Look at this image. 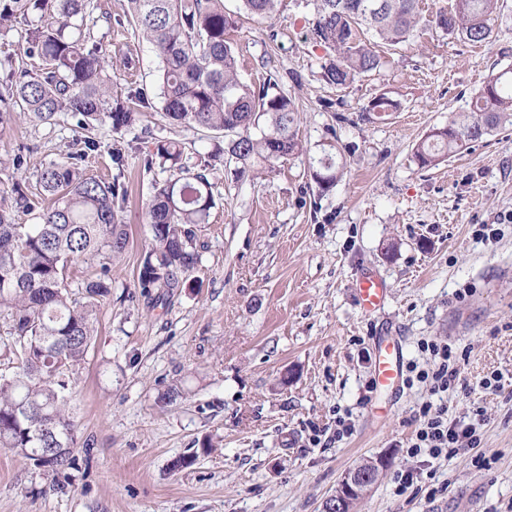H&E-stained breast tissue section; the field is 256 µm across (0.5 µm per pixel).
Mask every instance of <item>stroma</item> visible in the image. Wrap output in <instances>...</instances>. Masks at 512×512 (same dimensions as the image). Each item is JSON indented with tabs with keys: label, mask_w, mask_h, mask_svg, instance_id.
<instances>
[{
	"label": "stroma",
	"mask_w": 512,
	"mask_h": 512,
	"mask_svg": "<svg viewBox=\"0 0 512 512\" xmlns=\"http://www.w3.org/2000/svg\"><path fill=\"white\" fill-rule=\"evenodd\" d=\"M86 31L112 57V91L145 92L138 123L91 132L100 144L82 163L113 175L125 155L127 197L118 217L129 244L112 265L97 337L72 377L79 443L90 455L68 479L43 475L0 448V512H322L346 472L388 457L356 512H512V127L443 161L419 167L416 144L451 113L468 111L488 76L512 66V0H499L497 37L474 45L427 26L381 49L383 65L347 87L322 78L328 54L315 43L313 0H279L272 28L244 23L235 33L239 71L250 84L276 78L298 107L304 153L255 176L236 178L229 156L210 160L211 131L173 125L161 114L159 60L135 33L126 0H92ZM28 20L0 28V78L37 70L24 54ZM132 57L134 68L122 60ZM398 112L364 120L380 94ZM83 130L67 113L48 123L0 125V183L31 187L48 162L72 151ZM174 140L185 165L212 161L215 201L197 230L199 260L188 285L154 306L137 286L149 246L144 206L171 176L155 145ZM332 144L342 178L321 190L310 159ZM28 148V164L12 158ZM493 238H479L482 226ZM366 271L390 287L365 315L353 284ZM399 337L405 359L426 367V340L451 345L458 377L448 418L474 424L478 449L450 459L407 455L404 445L431 395L401 385L382 410L373 340ZM291 372L289 385L279 382ZM501 376V389L483 379ZM176 391L173 403L156 398ZM351 432L333 440L337 417ZM209 453H199L203 441ZM198 452L181 471L172 462ZM487 467L473 463L475 453ZM413 473L397 492V477Z\"/></svg>",
	"instance_id": "obj_1"
}]
</instances>
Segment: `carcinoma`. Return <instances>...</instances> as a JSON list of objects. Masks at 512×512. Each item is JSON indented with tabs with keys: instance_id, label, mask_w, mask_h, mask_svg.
I'll list each match as a JSON object with an SVG mask.
<instances>
[{
	"instance_id": "obj_1",
	"label": "carcinoma",
	"mask_w": 512,
	"mask_h": 512,
	"mask_svg": "<svg viewBox=\"0 0 512 512\" xmlns=\"http://www.w3.org/2000/svg\"><path fill=\"white\" fill-rule=\"evenodd\" d=\"M236 12L224 0H128L129 22L160 60L159 98L164 117L229 138L212 155L228 152L236 176L255 164L271 169L304 151L297 138L298 108L269 82L255 88L240 79L231 33L245 19L271 20L278 0H239ZM313 38L333 52L322 66L326 83L343 87L381 66L378 44L396 46L415 37L426 19L420 0H314ZM498 0H453L433 22L448 36L489 44ZM89 0H0V25L31 16L25 53L45 66L12 71L0 81V124L18 115L49 121L68 112L76 126L109 120L120 132L135 124L141 94L112 100V61L88 44L82 30ZM399 102L382 94L362 108L370 119L396 112ZM512 126V66L491 75L470 111L456 114L414 150L422 167L436 166L505 125ZM65 161H51L37 175L35 190L15 182L0 188V316L12 323L18 349L14 371L0 374V447L9 448L47 475L79 465L69 387L71 375L94 345L98 300L112 288V264L126 251L128 235L117 210L127 196L123 156H112L119 173L111 179L85 174L80 162L98 150L86 137ZM156 156L176 175L155 187L146 204L151 249L139 269L142 292L156 291L154 306L166 305L184 287L198 263L196 226L214 205L207 168L182 163L176 142L160 141ZM344 165L325 153L312 169L323 190L336 184ZM33 223L17 221L18 214ZM98 260L80 282L84 301L72 298L70 268ZM51 448L48 459L35 456Z\"/></svg>"
}]
</instances>
